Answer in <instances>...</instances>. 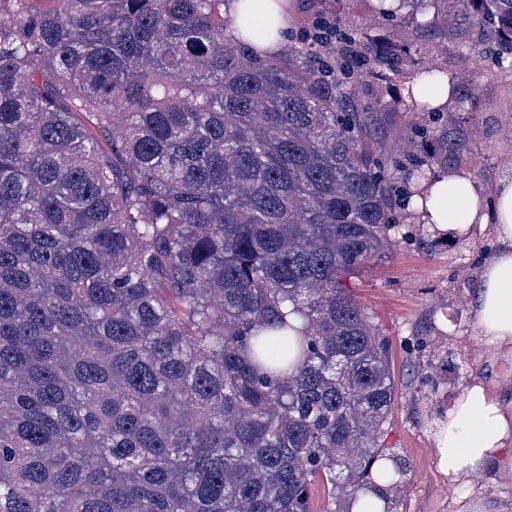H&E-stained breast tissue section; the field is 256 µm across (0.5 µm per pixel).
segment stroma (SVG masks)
<instances>
[{
    "mask_svg": "<svg viewBox=\"0 0 512 512\" xmlns=\"http://www.w3.org/2000/svg\"><path fill=\"white\" fill-rule=\"evenodd\" d=\"M291 6L297 24L321 8L357 26L373 25L367 10L353 6L351 0H321L317 6L311 0H291ZM478 146L489 149L490 157L473 170L472 177L489 193L502 174L497 160L512 154V141L490 125ZM406 228L413 234L412 241L398 243L386 258L371 262L349 279L348 285L356 302L388 337L393 351L397 397L385 444L407 460L409 469L407 485L397 494L392 512H450L461 491L438 472L432 448L439 416L419 400L412 367L427 365L434 356L451 350L462 367L458 380L448 386L449 396L480 380L497 389L504 401L512 400V391L499 386L501 365L489 359L472 322L459 319L449 325L444 320L448 310L465 309L478 285L480 268L495 252L497 242L488 224L448 235L432 232L411 218ZM419 339L428 346L412 365L410 349Z\"/></svg>",
    "mask_w": 512,
    "mask_h": 512,
    "instance_id": "35a3bbf8",
    "label": "stroma"
}]
</instances>
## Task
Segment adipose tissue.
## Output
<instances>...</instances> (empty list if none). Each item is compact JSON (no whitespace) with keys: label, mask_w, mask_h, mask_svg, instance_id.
Returning <instances> with one entry per match:
<instances>
[{"label":"adipose tissue","mask_w":512,"mask_h":512,"mask_svg":"<svg viewBox=\"0 0 512 512\" xmlns=\"http://www.w3.org/2000/svg\"><path fill=\"white\" fill-rule=\"evenodd\" d=\"M422 223L441 232L462 233L492 223L499 247L482 265L468 314L487 354L512 367V180L500 181L491 208L481 207L484 192L468 177L448 175L430 187ZM433 455L449 483L471 487L476 476L494 480L512 464V403H503L482 381L468 384L453 399L433 437Z\"/></svg>","instance_id":"ef3b65f1"}]
</instances>
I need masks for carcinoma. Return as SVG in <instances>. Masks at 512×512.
<instances>
[{
  "instance_id": "1",
  "label": "carcinoma",
  "mask_w": 512,
  "mask_h": 512,
  "mask_svg": "<svg viewBox=\"0 0 512 512\" xmlns=\"http://www.w3.org/2000/svg\"><path fill=\"white\" fill-rule=\"evenodd\" d=\"M370 13L381 41L318 10L271 56L224 0H0V512H316L318 485L352 512L385 452L405 483L390 342L347 280L433 165H477L429 90L469 113L512 86V0ZM408 19L484 65L416 63ZM427 368L437 405L458 364ZM224 15L231 20L229 33L232 37H242L245 34L241 26V18L248 12L249 5L246 2L252 0H226ZM403 123L404 117L401 114L384 112L377 139L380 145L386 149L393 148L402 135Z\"/></svg>"
}]
</instances>
